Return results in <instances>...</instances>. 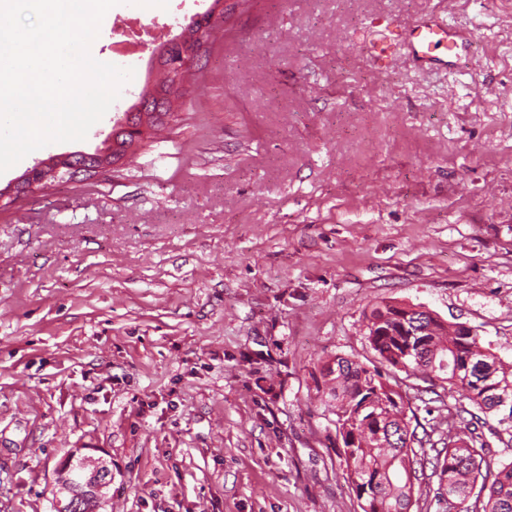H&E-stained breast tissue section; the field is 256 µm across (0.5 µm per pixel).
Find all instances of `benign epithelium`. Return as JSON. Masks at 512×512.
Wrapping results in <instances>:
<instances>
[{
    "instance_id": "1",
    "label": "benign epithelium",
    "mask_w": 512,
    "mask_h": 512,
    "mask_svg": "<svg viewBox=\"0 0 512 512\" xmlns=\"http://www.w3.org/2000/svg\"><path fill=\"white\" fill-rule=\"evenodd\" d=\"M181 49L184 66L191 65L199 55L202 43L181 41L173 38L159 48L157 59L162 60L169 55L173 46ZM124 163V156L118 150L90 153H70L56 155L41 161L32 169L19 177L14 184L0 190V200L6 194L15 196L31 192L35 186L47 181L58 180L69 176L75 179L80 175L91 176L101 169L119 168ZM112 485V468L101 459L81 453L77 448L71 452L67 463L59 466L53 484V512H87L86 504L95 503L97 507L92 512L108 502V491Z\"/></svg>"
}]
</instances>
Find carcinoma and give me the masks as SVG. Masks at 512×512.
Masks as SVG:
<instances>
[{
    "mask_svg": "<svg viewBox=\"0 0 512 512\" xmlns=\"http://www.w3.org/2000/svg\"><path fill=\"white\" fill-rule=\"evenodd\" d=\"M398 314L392 302L376 304L364 314L366 339L379 363L408 378L438 380L443 390L469 400L476 411L459 410L458 422L448 425V432L456 435L443 447L417 448L402 395L379 368L339 355L323 361L314 377L315 389L324 395L328 409L349 424L347 434L357 433L363 443L339 450L362 512H423L418 486L433 477L438 484L434 501L442 512H512V460H500L492 468L489 446L478 433L492 415L498 433L508 434L512 442V365L484 346L473 330L429 315L423 318L429 333L417 337L420 359H402L406 337L389 332ZM426 463L431 465L428 476Z\"/></svg>",
    "mask_w": 512,
    "mask_h": 512,
    "instance_id": "1",
    "label": "carcinoma"
}]
</instances>
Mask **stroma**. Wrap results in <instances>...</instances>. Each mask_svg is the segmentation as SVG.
<instances>
[{"label":"stroma","instance_id":"stroma-1","mask_svg":"<svg viewBox=\"0 0 512 512\" xmlns=\"http://www.w3.org/2000/svg\"><path fill=\"white\" fill-rule=\"evenodd\" d=\"M213 0H123L91 49L134 71L93 152L159 78L114 17L182 33ZM425 16L474 60L415 62ZM390 45L386 57L367 47ZM180 109L123 168L0 206V512H51L76 448L106 512H361L312 375L374 367L364 313L421 305L512 363V0H257L204 41ZM421 429L460 396L400 379Z\"/></svg>","mask_w":512,"mask_h":512}]
</instances>
